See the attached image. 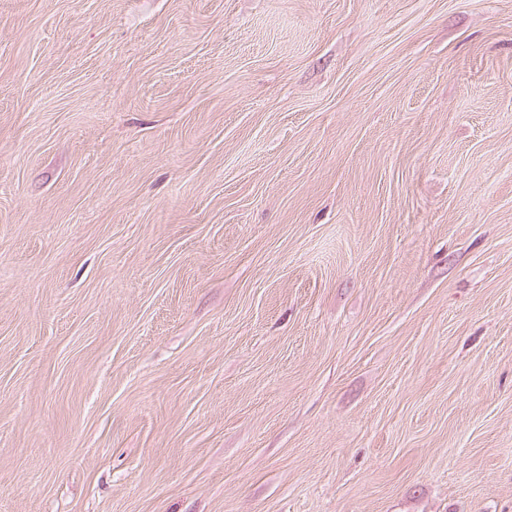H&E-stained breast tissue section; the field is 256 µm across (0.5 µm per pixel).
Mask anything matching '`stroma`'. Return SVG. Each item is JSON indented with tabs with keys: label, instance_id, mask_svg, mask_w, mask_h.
<instances>
[{
	"label": "stroma",
	"instance_id": "1",
	"mask_svg": "<svg viewBox=\"0 0 512 512\" xmlns=\"http://www.w3.org/2000/svg\"><path fill=\"white\" fill-rule=\"evenodd\" d=\"M0 512H512V0H0Z\"/></svg>",
	"mask_w": 512,
	"mask_h": 512
}]
</instances>
